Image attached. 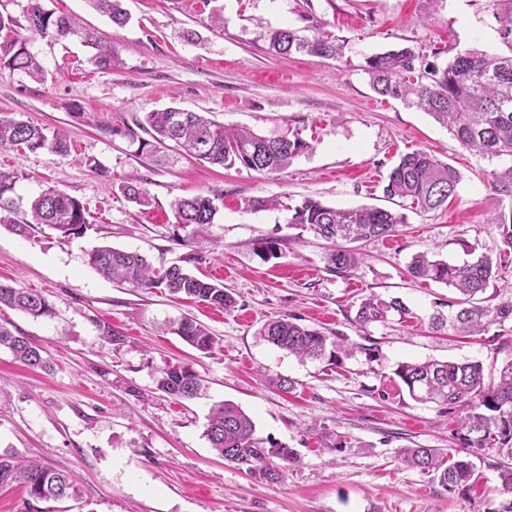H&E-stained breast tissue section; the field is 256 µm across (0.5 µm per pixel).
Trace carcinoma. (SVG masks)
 <instances>
[{
	"label": "carcinoma",
	"instance_id": "1",
	"mask_svg": "<svg viewBox=\"0 0 512 512\" xmlns=\"http://www.w3.org/2000/svg\"><path fill=\"white\" fill-rule=\"evenodd\" d=\"M109 17L113 24L124 26L129 16L122 0H88ZM498 40L510 55H490L476 50L458 52L440 67L423 64L420 53L403 47L375 54L366 61L365 73L371 88L383 97L415 105L448 130L460 147L491 159L512 158V0H491ZM25 21L29 37L15 41L0 57V72L23 71L33 78L43 76V66L31 51L37 38L59 41L78 37L95 49L90 62L97 70H110L119 63L118 51L102 44L85 31L77 18L57 14L44 0H27ZM269 47L280 55L292 52L317 58L338 59L342 55L341 39L326 33L301 36L292 28L270 34ZM112 134L127 139L135 153L149 160L159 159L167 143L186 155L213 165L231 168L239 165L264 177L283 173L297 157L313 150L299 134H285L283 139L261 135L247 128H232L213 122L198 112L179 108L148 112L132 124L112 129ZM66 135L61 130L48 134L42 127L27 122L0 118V150L68 151ZM17 176L0 172V224H8L20 234H28L36 225H45L64 236L81 235L92 226L85 205L66 192L49 187L21 208L12 197ZM461 174L451 165L430 153L417 150L402 156L391 169L384 195L389 199L409 200L424 211L441 207L456 196ZM494 193L509 199L491 219L503 249L500 259L471 249V259L450 263L425 254L414 256L408 266L410 275L430 280L456 290L459 297L448 300V312L438 310L430 317L435 332L446 331L469 336L492 325L512 321V292L495 304L481 305L475 297L486 293L496 280L504 259L512 255V164L495 174L491 183ZM120 190L130 202L150 204L142 182L130 175ZM175 223L191 228L183 245L192 248L184 262L202 259V243L207 240L210 224L219 208L209 196L179 197L172 203ZM291 223L309 229L330 243L325 255L327 267L338 273H350L362 264V253L338 241L354 243L379 240L395 235L397 227L407 223L402 212L377 207L339 209L313 199H305L294 209ZM257 254L270 259L279 255V240L269 237L253 243ZM88 263L98 274L133 288L150 291L164 289L174 299L203 301L230 312L236 308L234 296L202 278L188 268L173 264L155 268L146 257L108 245L96 246L88 253ZM0 305L18 309L34 318L50 317L53 306L43 294L0 283ZM404 321L407 306L398 298L390 300L370 295L363 299L354 321L361 328L372 323H386L392 316ZM161 331L179 336L201 352L216 343L209 329L190 316L169 319ZM258 335L267 343L288 352L300 361L326 359L334 364L357 353L370 361L372 349L352 341L343 333H327L283 315L265 322ZM8 349L15 360L30 368H43L46 360L41 350L26 337L15 335L0 326V348ZM407 387L412 399L434 403L460 414L466 430L463 441L468 448L496 450L500 460L494 463L501 486L512 493V361L499 371L498 381L485 383L484 368L478 361L452 362L431 360L402 362L394 370ZM155 389L176 399H194L203 395L202 379L188 364L172 363L153 374ZM211 448L224 460L245 468L253 478L266 483L279 482L285 469L300 463L298 453L270 437L258 435L253 419L238 405L224 401L211 407L204 432ZM401 461L434 475L439 484L452 492L479 478L470 460H452L441 448H405ZM14 485L26 488L35 500L64 501L79 495L70 474L51 469L37 461L0 456V490Z\"/></svg>",
	"mask_w": 512,
	"mask_h": 512
}]
</instances>
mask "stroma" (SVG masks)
I'll return each instance as SVG.
<instances>
[{"label":"stroma","instance_id":"35a3bbf8","mask_svg":"<svg viewBox=\"0 0 512 512\" xmlns=\"http://www.w3.org/2000/svg\"><path fill=\"white\" fill-rule=\"evenodd\" d=\"M44 4L111 41L121 63L100 71L79 40H38L31 50L43 78L0 72V118L69 137L64 154L0 152V171L17 177L16 196L54 186L94 218L84 235L70 237L46 227L21 235L0 224V282L41 292L54 308L35 318L0 307V324L48 362L31 369L0 349V455L42 460L73 474L81 490L74 500L36 501L15 486L0 491V512H492L506 496L495 452L475 457L478 481L455 492L401 462L403 448L466 451L459 422L413 400L394 370L437 359L478 361L490 372L512 360L511 321L469 338L434 334L429 318L455 292L407 271L417 253L454 262L466 260L470 246L498 254L492 174L512 162L463 150L425 112L374 93L363 71L368 57L404 46L440 66L468 49L502 52L487 0H124L131 19L122 27L88 0ZM288 27L335 34L345 42L342 58L271 55L269 32ZM169 106L263 135L292 130L314 149L266 179L192 159L156 165L111 133ZM418 149L460 171L456 197L434 211L408 210L393 237L359 243L364 262L353 273L327 269V242L292 224L293 208L314 198L398 210L383 186L400 156ZM131 174L150 206L120 192ZM200 194L219 195V211L208 228L211 250L191 269L223 284L237 300L234 311L115 283L88 265V251L101 244L158 267L179 262L186 232L171 202ZM260 199L269 207H257ZM266 237L281 241L267 261L250 247ZM371 294L401 298L410 319L358 327L357 307ZM183 314L216 336L210 352L159 334L161 322ZM283 315L366 342L377 359L299 361L257 335ZM103 324L117 340L102 338ZM177 362L202 376L206 397L176 401L155 390L154 371ZM277 375L293 380V390L270 387ZM224 401L248 413L258 435L296 449L300 464L268 484L216 456L204 429L210 407Z\"/></svg>","mask_w":512,"mask_h":512}]
</instances>
